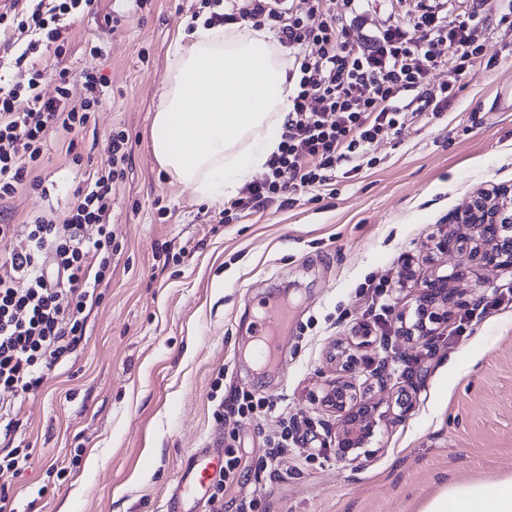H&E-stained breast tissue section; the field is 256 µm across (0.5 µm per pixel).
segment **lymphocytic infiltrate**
<instances>
[{
    "label": "lymphocytic infiltrate",
    "instance_id": "lymphocytic-infiltrate-1",
    "mask_svg": "<svg viewBox=\"0 0 512 512\" xmlns=\"http://www.w3.org/2000/svg\"><path fill=\"white\" fill-rule=\"evenodd\" d=\"M394 24L355 41L363 0H310L305 14L291 0H202L214 24L250 21L275 28L288 46L295 84L277 153L263 181L247 184L223 211L224 223L271 204L291 206L296 192L331 183L340 164L358 165L380 138L401 129L409 117L442 112L464 80L494 66L485 56V33L512 35V0H398ZM97 0H28L0 10V204L26 191L47 195L41 178L51 138L68 139V155L81 165L72 134L87 126L100 107L107 81L94 74L73 83L58 72L55 98L39 92L41 72L27 84L6 81L3 72L31 64L44 49L65 53V34L77 16L94 13ZM447 68L450 79L432 86V70ZM79 105H71L73 92ZM129 136L113 129L110 165L82 180L64 212H43L24 227L0 224V389L32 394L63 358L77 348L84 312L98 305V288L111 266L112 188L129 160ZM98 227L96 239L83 227Z\"/></svg>",
    "mask_w": 512,
    "mask_h": 512
}]
</instances>
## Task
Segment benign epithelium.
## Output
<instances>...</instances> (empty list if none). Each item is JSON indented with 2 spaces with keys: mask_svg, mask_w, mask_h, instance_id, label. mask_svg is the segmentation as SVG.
I'll return each instance as SVG.
<instances>
[{
  "mask_svg": "<svg viewBox=\"0 0 512 512\" xmlns=\"http://www.w3.org/2000/svg\"><path fill=\"white\" fill-rule=\"evenodd\" d=\"M453 223L465 224L472 229L470 236L444 237L439 241L443 251L471 250L477 264L486 269L512 267V187H480L470 196L467 204L453 217ZM405 279H414L418 284V295L413 318L408 313L400 314V334L406 339L424 343L434 335L427 319H440L441 311L451 303L458 302V295L448 289V281L460 277L457 271L451 274L419 277L411 265L401 272ZM326 406L336 410L342 417V427L337 434V451L346 457L364 446L371 436L374 420L372 407L358 401L355 387L345 380L329 384L323 397Z\"/></svg>",
  "mask_w": 512,
  "mask_h": 512,
  "instance_id": "1",
  "label": "benign epithelium"
}]
</instances>
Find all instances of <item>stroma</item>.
<instances>
[{
    "mask_svg": "<svg viewBox=\"0 0 512 512\" xmlns=\"http://www.w3.org/2000/svg\"><path fill=\"white\" fill-rule=\"evenodd\" d=\"M124 16L117 31L105 17ZM201 0H98L76 18L67 53L45 51L43 97L57 73L103 74L111 92L76 141L92 168L108 164L117 124L129 134L132 162L112 189V238L118 250L102 299L86 317L76 351L36 394L17 404L18 426L0 436V456L29 448L20 474L0 473L16 512H166L188 456L223 439L238 457L237 480L217 503L239 512H420L449 484L512 474V270H485L468 252L435 251L452 232L450 213L484 184H512V42L489 34L496 67L467 82L440 116L421 117L381 140L372 162L337 174L333 189L298 194L292 207L270 205L232 223L222 207L193 199L160 168L152 118L167 84L170 47ZM100 53H91V45ZM47 199L21 195L6 221L30 223L42 210H66L77 181L56 143L41 170ZM173 256L159 264L162 244ZM422 275L460 271L451 285L465 305L448 307L430 345L399 337L397 311L415 305L401 284L406 260ZM391 311L376 321L373 285ZM288 298L295 322L283 363L261 373L246 357L255 306ZM491 309L479 312V301ZM372 325L371 345L356 350L352 371L336 347ZM462 326L459 335L451 334ZM352 382L376 408L372 437L357 459L341 458L340 420L322 405L330 381ZM245 390L275 400L269 411L227 418L222 399ZM297 449L270 463L284 424Z\"/></svg>",
    "mask_w": 512,
    "mask_h": 512,
    "instance_id": "stroma-1",
    "label": "stroma"
}]
</instances>
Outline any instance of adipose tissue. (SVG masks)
<instances>
[{"label": "adipose tissue", "mask_w": 512, "mask_h": 512, "mask_svg": "<svg viewBox=\"0 0 512 512\" xmlns=\"http://www.w3.org/2000/svg\"><path fill=\"white\" fill-rule=\"evenodd\" d=\"M292 62L262 29L194 19L172 45L171 75L153 116V153L193 197H235L281 140ZM422 512H512V476L457 482Z\"/></svg>", "instance_id": "obj_1"}]
</instances>
